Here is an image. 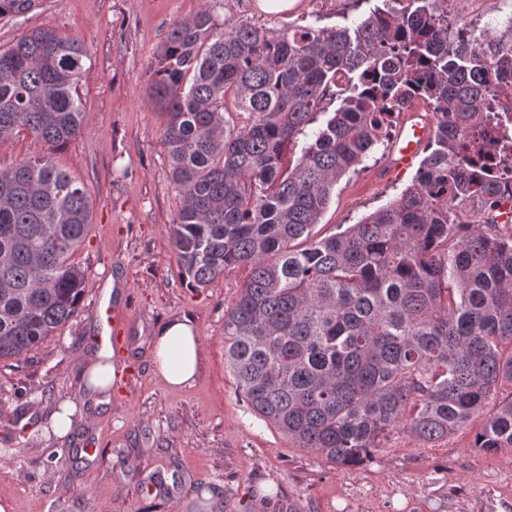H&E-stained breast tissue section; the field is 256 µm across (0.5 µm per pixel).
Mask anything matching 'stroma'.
Wrapping results in <instances>:
<instances>
[{"instance_id": "35a3bbf8", "label": "stroma", "mask_w": 512, "mask_h": 512, "mask_svg": "<svg viewBox=\"0 0 512 512\" xmlns=\"http://www.w3.org/2000/svg\"><path fill=\"white\" fill-rule=\"evenodd\" d=\"M203 0H36L0 21V48L49 27L78 38L89 54L80 82L81 135L58 151L27 133L0 140V168L53 152L93 201L92 224L75 260L88 271L79 313L25 361L0 363V503L15 512H512V448L473 447L482 421L428 447L395 430L370 463L339 468L296 447L241 400L224 366V314L245 282L229 270L204 288L182 279L170 228L182 206L162 132L165 117L148 93L147 66L174 23ZM369 0H298L265 13L256 0H216L215 16L272 30L331 26L357 18ZM392 140L337 182L312 230L324 238L388 205L414 174L385 176ZM121 283L131 309L123 354L136 367L129 387L97 395L84 374L110 328L101 295ZM202 338L197 379L170 388L155 372L149 340L174 317ZM69 432L50 433L64 404ZM96 446V458L80 457ZM212 494L203 504L201 490Z\"/></svg>"}]
</instances>
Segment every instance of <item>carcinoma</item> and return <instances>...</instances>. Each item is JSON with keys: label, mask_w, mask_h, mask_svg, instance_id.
I'll list each match as a JSON object with an SVG mask.
<instances>
[{"label": "carcinoma", "mask_w": 512, "mask_h": 512, "mask_svg": "<svg viewBox=\"0 0 512 512\" xmlns=\"http://www.w3.org/2000/svg\"><path fill=\"white\" fill-rule=\"evenodd\" d=\"M35 2L0 0V19ZM382 2L353 26L280 31L229 27L204 6L174 24L149 84L183 200L171 226L182 276L204 288L249 269L224 314L238 394L343 468L400 427L430 445L479 416L475 448H512V399L485 411L512 384V235L459 221L468 203L495 205L496 172L474 159L493 144L512 155V16L507 34L480 40L448 19V0ZM88 59L51 28L0 49V139L25 131L54 151L80 136ZM228 97L247 115L236 130ZM417 101L434 124L412 183L315 238L336 182ZM91 220L90 197L52 156L0 168V360L26 358L79 312L88 273L72 257Z\"/></svg>", "instance_id": "1"}]
</instances>
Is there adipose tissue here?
<instances>
[{
    "mask_svg": "<svg viewBox=\"0 0 512 512\" xmlns=\"http://www.w3.org/2000/svg\"><path fill=\"white\" fill-rule=\"evenodd\" d=\"M156 369L173 388L194 380L202 354L201 338L186 317L168 320L153 338Z\"/></svg>",
    "mask_w": 512,
    "mask_h": 512,
    "instance_id": "obj_1",
    "label": "adipose tissue"
}]
</instances>
